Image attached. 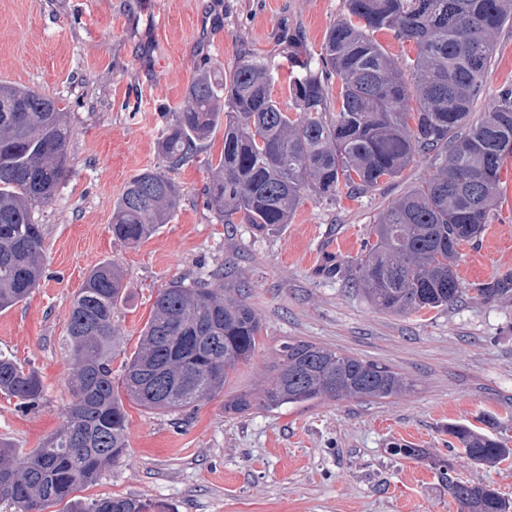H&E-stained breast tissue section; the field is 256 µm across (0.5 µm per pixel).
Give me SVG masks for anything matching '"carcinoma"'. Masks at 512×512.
Segmentation results:
<instances>
[{"label": "carcinoma", "mask_w": 512, "mask_h": 512, "mask_svg": "<svg viewBox=\"0 0 512 512\" xmlns=\"http://www.w3.org/2000/svg\"><path fill=\"white\" fill-rule=\"evenodd\" d=\"M347 15L330 27L319 57L302 34H288V101L272 95L273 69L240 59L228 78L196 77L185 101L167 114L160 150L167 169L191 162L224 128V150L205 189L226 224L262 232L289 222L301 200H334L398 178L420 157L435 171L378 218L375 241L346 266L329 265L388 314L447 308L464 293L455 261L491 223L504 165L512 161V87L473 123L497 33L512 19V0H346ZM393 30L416 44L402 64L373 38ZM10 112L2 111L4 107ZM71 131L60 100L0 80V311L26 300L44 273L42 225L33 210L50 203L67 176ZM180 186L146 168L126 184L112 209V236L138 243L172 219ZM249 285L223 274L174 281L154 301L139 343L124 358L112 322L124 302V273L105 260L73 298L66 324L68 384L73 400L63 427L23 452L0 441V503L15 512H169L152 501L112 497L82 501L73 493L97 481L127 454L128 399L181 414L224 390L256 349L259 319L246 302ZM262 396L241 395L236 411L277 409L323 398L381 400L407 380L386 365L306 341H290ZM0 393L21 408L39 406L42 376L0 352ZM472 462L512 456L508 440L467 423L448 427ZM460 512H509L512 503L487 485L448 476Z\"/></svg>", "instance_id": "1"}]
</instances>
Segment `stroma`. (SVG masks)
Segmentation results:
<instances>
[{"instance_id":"1","label":"stroma","mask_w":512,"mask_h":512,"mask_svg":"<svg viewBox=\"0 0 512 512\" xmlns=\"http://www.w3.org/2000/svg\"><path fill=\"white\" fill-rule=\"evenodd\" d=\"M345 13L346 0H0V80L62 98L71 129L68 175L34 211L44 232L43 280L0 312V351L39 371L45 398L24 410L0 394V439L25 450L63 425L72 400L68 313L101 261L126 275L127 300L114 314L126 352L135 350L157 293L179 278L231 270L249 283L260 320L252 358L191 415L125 402L128 455L78 498L135 497L173 512H459L444 478L451 469L512 501V458L473 464L455 455L448 433L449 424L470 423L512 440V291L391 315L322 271L327 259L362 254L381 213L428 177L431 159L374 192L306 197L289 223L260 234L224 225L205 203L210 164L224 148L219 130L172 171L182 189L172 220L137 245L112 237L114 203L138 171L164 168L163 115L198 74L222 79L241 56L258 55L278 74L274 97L285 99L287 33L301 32L319 54ZM506 86L512 21L496 38L475 112ZM501 179L491 224L479 242L459 247L463 288L512 284V164ZM294 339L385 364L409 386L374 402L225 411V402L272 384L279 350ZM397 445L420 455L394 454Z\"/></svg>"}]
</instances>
